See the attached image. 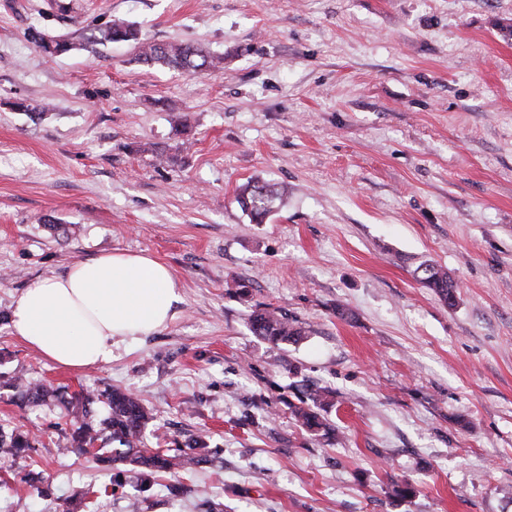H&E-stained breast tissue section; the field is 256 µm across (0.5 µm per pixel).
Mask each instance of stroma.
Listing matches in <instances>:
<instances>
[{"instance_id":"1","label":"stroma","mask_w":512,"mask_h":512,"mask_svg":"<svg viewBox=\"0 0 512 512\" xmlns=\"http://www.w3.org/2000/svg\"><path fill=\"white\" fill-rule=\"evenodd\" d=\"M116 21L224 57L195 74L86 47ZM67 39L54 54L45 40ZM285 191L255 223L247 182ZM114 250L173 273L174 319L70 371L14 336L35 279ZM424 261L454 304L416 281ZM271 306L303 336L269 344ZM135 392L151 448L217 453L170 495L60 454L57 402L5 380ZM337 393L332 440L288 406ZM0 512H512V0H0ZM42 473L38 496L21 482ZM407 480L418 493L391 497ZM414 275L426 288H430L445 303L448 305L453 304L457 284L448 276L447 270L437 264L425 261L415 269ZM253 333L271 343L295 342L303 336V329L296 321L277 309L265 307L253 312L249 317ZM14 391L15 397L21 402H45L47 397L55 396L57 390H50L41 383H32L21 375L14 374L6 382ZM32 448V439L28 433L19 428L5 431L0 427V452L14 458H23Z\"/></svg>"}]
</instances>
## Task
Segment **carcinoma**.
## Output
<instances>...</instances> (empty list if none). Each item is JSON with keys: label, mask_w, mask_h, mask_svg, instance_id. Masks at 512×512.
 I'll list each match as a JSON object with an SVG mask.
<instances>
[{"label": "carcinoma", "mask_w": 512, "mask_h": 512, "mask_svg": "<svg viewBox=\"0 0 512 512\" xmlns=\"http://www.w3.org/2000/svg\"><path fill=\"white\" fill-rule=\"evenodd\" d=\"M116 40L135 42L136 59L146 64L160 63L195 73H208L221 69L224 63L222 57L182 43L139 42L133 27L123 22L112 23L100 37L102 42ZM279 195L276 185L254 182L242 188L239 203L260 224L272 212L273 203ZM414 275L445 303L453 304L457 284L448 276L447 270L425 261L415 269ZM249 322L256 336L271 343L296 342L303 336L301 326L274 308L265 307L253 312ZM7 385L24 403L44 402L47 397L55 395V391L45 385L29 382L17 374L8 379ZM335 400L336 392L332 390L308 389L298 398V403L290 405L291 418L310 434L330 440L336 437V427L324 417L323 412L333 406ZM96 402L107 410V417L98 424L89 420L91 406ZM67 405L71 413L82 415L83 420L71 429L69 442L63 451L87 452L99 445L110 446V456L101 458V461L123 465L112 474V486L135 484L147 491L161 480L178 481L194 472L212 453L206 438L201 435L183 448L145 447L144 432L153 421L154 414L136 394L126 389H107L92 396L75 393L67 400ZM31 449L32 439L28 433L18 428L6 431L0 427V452L23 458Z\"/></svg>", "instance_id": "1"}]
</instances>
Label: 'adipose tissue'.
I'll return each instance as SVG.
<instances>
[{"instance_id": "ef3b65f1", "label": "adipose tissue", "mask_w": 512, "mask_h": 512, "mask_svg": "<svg viewBox=\"0 0 512 512\" xmlns=\"http://www.w3.org/2000/svg\"><path fill=\"white\" fill-rule=\"evenodd\" d=\"M179 299L166 265L116 250L33 281L16 298L10 322L43 359L82 371L110 362L114 345L166 327Z\"/></svg>"}]
</instances>
